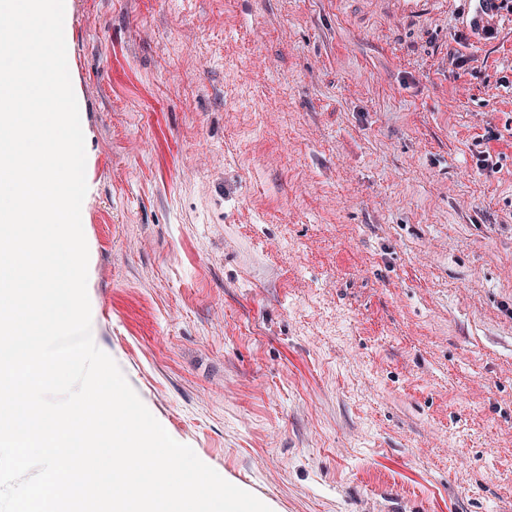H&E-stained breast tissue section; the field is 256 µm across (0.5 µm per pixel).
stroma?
<instances>
[{
  "label": "stroma",
  "mask_w": 512,
  "mask_h": 512,
  "mask_svg": "<svg viewBox=\"0 0 512 512\" xmlns=\"http://www.w3.org/2000/svg\"><path fill=\"white\" fill-rule=\"evenodd\" d=\"M65 2L92 336L169 435L275 512H512V9Z\"/></svg>",
  "instance_id": "1"
}]
</instances>
